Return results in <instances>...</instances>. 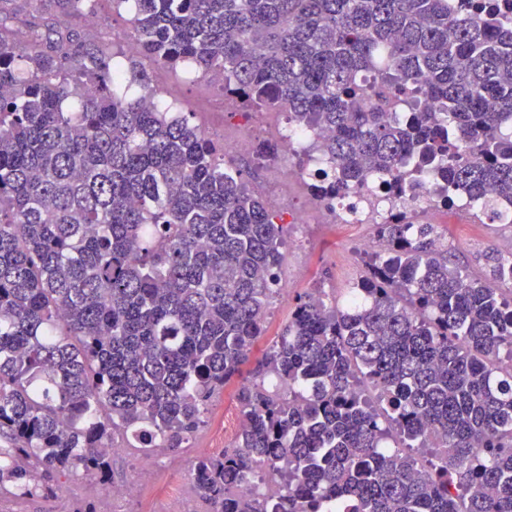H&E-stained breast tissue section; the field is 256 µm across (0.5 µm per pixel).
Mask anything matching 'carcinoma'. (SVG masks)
I'll return each mask as SVG.
<instances>
[{
  "instance_id": "obj_1",
  "label": "carcinoma",
  "mask_w": 512,
  "mask_h": 512,
  "mask_svg": "<svg viewBox=\"0 0 512 512\" xmlns=\"http://www.w3.org/2000/svg\"><path fill=\"white\" fill-rule=\"evenodd\" d=\"M87 17L97 0H40ZM101 40L0 0V495L112 480V444L181 455L230 387L244 428L200 454L206 512H512V256L470 277L400 206L360 296L299 299L249 376L283 260L282 216L142 60L222 77L224 100L330 132L312 196L420 176L479 219L512 200V14L449 0H116ZM430 97L438 109L419 107ZM260 476L277 499L245 497ZM72 26H79L98 36L116 53L115 61L123 62L122 53H128L133 40L134 31L130 21V12L126 6H117L112 2H98L93 20L86 22L84 18H68Z\"/></svg>"
}]
</instances>
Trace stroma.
<instances>
[{
	"label": "stroma",
	"mask_w": 512,
	"mask_h": 512,
	"mask_svg": "<svg viewBox=\"0 0 512 512\" xmlns=\"http://www.w3.org/2000/svg\"><path fill=\"white\" fill-rule=\"evenodd\" d=\"M70 25L85 28L98 36L115 53L127 52L134 36L127 7L98 0L92 21L70 18ZM153 81L165 90L167 101L173 102L191 123L199 125L215 142L241 138L251 142L278 141L285 125L282 113H225L222 91L203 78H193L183 69L168 67L153 71ZM238 169L243 170L250 185L264 198L274 193L284 194L286 203L279 207L287 226L284 261L280 276L289 278L292 288L287 299H275L267 319L268 335H275L287 319L299 295L323 284L327 293L344 299L364 274L359 255L361 242L374 235L372 224H334L317 212L307 181L288 177V157L256 164L251 155L235 156ZM307 213L310 223H294L295 215ZM443 247L448 248L466 272L473 278H485L484 255L501 238L512 236V224L478 223L465 210H449L445 224L439 225ZM231 396L217 399L209 423L193 440L190 448L179 457L157 456L149 480L142 482L137 496L130 499L126 512H166L167 496L175 491L192 496L191 468L195 457L203 452L221 453L224 448V417L237 413ZM143 455L140 449H126L112 459V485L90 483L79 476L62 481L58 496L17 499L0 496V512H110L112 486L130 480L140 469Z\"/></svg>",
	"instance_id": "35a3bbf8"
}]
</instances>
